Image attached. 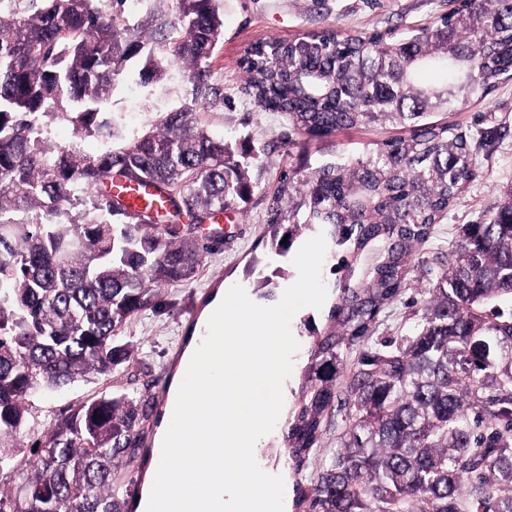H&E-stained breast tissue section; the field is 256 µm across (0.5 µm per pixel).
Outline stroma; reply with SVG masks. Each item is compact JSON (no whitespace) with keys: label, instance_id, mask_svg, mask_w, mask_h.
<instances>
[{"label":"stroma","instance_id":"stroma-1","mask_svg":"<svg viewBox=\"0 0 512 512\" xmlns=\"http://www.w3.org/2000/svg\"><path fill=\"white\" fill-rule=\"evenodd\" d=\"M453 6V0H223L224 37L211 58L210 69L224 89V101L199 107L198 113L202 125L223 134L233 150L250 148L252 194L248 201L231 203L220 215L218 222L224 228L221 241H213L209 229L195 230V237L205 247L195 278L183 285L159 287L156 306L130 321L122 333L131 351L125 366L112 376L33 400L31 421L49 420L69 406L104 393H126L166 407L164 380L174 374L204 302L213 291L238 284L253 292L261 277L281 267L286 269V276L274 277L272 284L279 296L298 278L291 256L276 255L263 236L268 197L279 172L302 155L314 165L337 153H361L372 143L400 135V128L387 124L345 131L325 142L307 140L289 126L282 113L261 111L243 94L245 74L240 60L250 45L266 39L297 38L329 26L363 32L396 25L424 26ZM141 67V60L128 62L115 79L107 105L108 112L121 117L126 133L149 129L164 113L179 109L191 98L192 85L185 70L144 85L139 77ZM454 120L473 138L477 177L445 223L436 225L431 238L416 246L408 273L409 288L379 316L368 343L397 340L411 333L416 323L415 303L435 282L438 256L447 254L461 225L477 221L512 186V81L501 84L484 100L463 107ZM327 316V310L307 307L292 319L291 331L299 349L286 381L289 404L298 402L317 366L314 338L304 323L311 319L321 328ZM343 429L341 419L333 418L299 474L292 468L282 434L266 440L259 456L267 473L282 476L291 486L303 483L309 474L330 463Z\"/></svg>","mask_w":512,"mask_h":512}]
</instances>
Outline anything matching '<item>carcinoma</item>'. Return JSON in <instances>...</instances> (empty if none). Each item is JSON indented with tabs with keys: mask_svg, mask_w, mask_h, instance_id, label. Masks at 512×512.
Returning a JSON list of instances; mask_svg holds the SVG:
<instances>
[{
	"mask_svg": "<svg viewBox=\"0 0 512 512\" xmlns=\"http://www.w3.org/2000/svg\"><path fill=\"white\" fill-rule=\"evenodd\" d=\"M0 17V448L16 447L40 395L109 377L130 356L120 333L154 288L191 281L190 236L252 186L199 104L224 102L208 64L223 36L218 0H153L134 25L126 0H17ZM186 65L193 105L112 146L103 115L115 76ZM244 94L311 139L391 124L404 134L305 173L280 171L266 225L284 256L303 228L351 246L334 324L318 334L315 382L285 441L296 471L323 435L336 387L346 427L331 463L296 487L303 512H512V192L465 224L421 317L399 341L343 353L405 291L416 246L474 181L471 136L433 119L512 80V0H459L428 26L333 28L253 44ZM109 147L52 145L44 127ZM147 189V203L125 191ZM286 243H281V240ZM153 408L101 395L33 432L28 473L0 489V512H135L141 488L118 464L150 462Z\"/></svg>",
	"mask_w": 512,
	"mask_h": 512,
	"instance_id": "1",
	"label": "carcinoma"
}]
</instances>
